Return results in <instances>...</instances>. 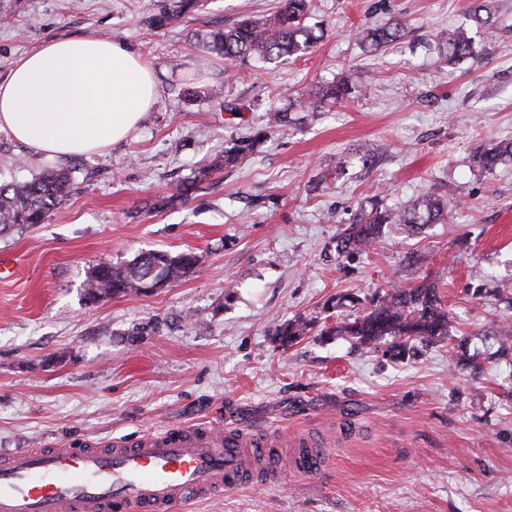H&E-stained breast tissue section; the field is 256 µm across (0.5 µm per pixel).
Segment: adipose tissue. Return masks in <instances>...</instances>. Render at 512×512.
<instances>
[{
	"label": "adipose tissue",
	"instance_id": "1",
	"mask_svg": "<svg viewBox=\"0 0 512 512\" xmlns=\"http://www.w3.org/2000/svg\"><path fill=\"white\" fill-rule=\"evenodd\" d=\"M156 97L151 65L126 43L55 38L0 80V130L37 153L92 156L125 141Z\"/></svg>",
	"mask_w": 512,
	"mask_h": 512
}]
</instances>
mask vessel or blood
<instances>
[{"label": "vessel or blood", "instance_id": "b4317fda", "mask_svg": "<svg viewBox=\"0 0 512 512\" xmlns=\"http://www.w3.org/2000/svg\"><path fill=\"white\" fill-rule=\"evenodd\" d=\"M271 451L241 427L170 428L111 448L23 449L0 456V512H172L241 486ZM323 449H298L291 468L314 474Z\"/></svg>", "mask_w": 512, "mask_h": 512}]
</instances>
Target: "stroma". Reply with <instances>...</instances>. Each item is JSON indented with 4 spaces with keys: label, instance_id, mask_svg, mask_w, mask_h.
<instances>
[{
    "label": "stroma",
    "instance_id": "stroma-1",
    "mask_svg": "<svg viewBox=\"0 0 512 512\" xmlns=\"http://www.w3.org/2000/svg\"><path fill=\"white\" fill-rule=\"evenodd\" d=\"M160 2L0 0V79L48 40L109 35L145 56L158 89L138 130L101 156L37 154L0 132V178L65 168L73 182L44 223L0 233L15 266L0 281V454L248 426L281 438L280 478L259 474L177 512H512V356L489 332L512 316V161L491 175L471 162L512 140V0H492L487 26L471 20V0H313L316 47L275 63L227 60L202 42L281 0H199L155 28ZM394 17L404 37L364 52L357 29ZM458 28L479 57L451 68L439 48ZM348 75L370 91L313 98ZM287 99L291 123L269 130ZM254 136L225 167V149ZM427 193L447 196L443 220L387 224L365 251L337 254L360 211ZM147 251L198 263L150 294L86 304L93 267ZM424 283L443 294L479 379L444 342L398 362L341 337L312 332L284 348L275 336ZM341 294L352 303L337 307ZM303 435L329 450L312 475L289 466Z\"/></svg>",
    "mask_w": 512,
    "mask_h": 512
}]
</instances>
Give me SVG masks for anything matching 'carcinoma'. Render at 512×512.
I'll use <instances>...</instances> for the list:
<instances>
[{"label":"carcinoma","mask_w":512,"mask_h":512,"mask_svg":"<svg viewBox=\"0 0 512 512\" xmlns=\"http://www.w3.org/2000/svg\"><path fill=\"white\" fill-rule=\"evenodd\" d=\"M312 0H282L273 14L262 20L243 18L222 31L210 33L204 48L229 60L258 58L271 61L283 57H300L312 51L319 37L305 26ZM195 8V0H167L155 19L164 26ZM472 20L480 25L490 21L488 0H474L470 8ZM405 24L393 18L375 27L360 29L359 42L367 51H375L404 35ZM476 58L472 37L459 28L448 35L444 43V59L453 66ZM356 91L352 78L347 77L318 89L317 96L330 102L343 101ZM252 143L242 140L224 151V166L237 163ZM512 160V141L498 142L479 150L474 163L486 173ZM72 191V179L63 169L46 170L30 180L0 181V232L15 226L30 227L41 224L51 209ZM448 201L445 197L425 194L411 206L397 211L374 209L361 212L337 240L340 255L360 251L372 244L384 224H408L420 227L435 224L444 217ZM198 262L191 253L170 255L163 251L143 253L125 265H98L85 284L88 304L117 295L143 294L140 285L148 277H160L173 283L188 273ZM452 324L442 297L431 284L415 288L394 287L378 299L369 311L352 318L336 319V325L320 332L322 336H344L355 345L380 351L392 360H403L413 351V343H437L444 340L453 350ZM312 325L295 320L275 328L281 345L299 342ZM499 350L512 351V320H502L493 328Z\"/></svg>","instance_id":"1"}]
</instances>
